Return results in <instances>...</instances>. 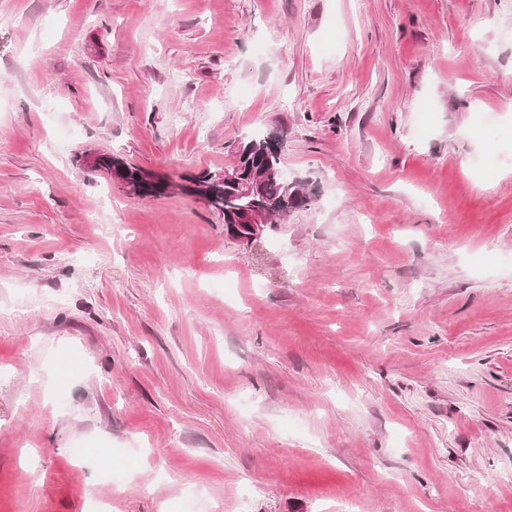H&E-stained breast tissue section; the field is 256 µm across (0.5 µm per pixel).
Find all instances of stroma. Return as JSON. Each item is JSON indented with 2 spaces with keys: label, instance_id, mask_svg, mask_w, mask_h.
<instances>
[{
  "label": "stroma",
  "instance_id": "35a3bbf8",
  "mask_svg": "<svg viewBox=\"0 0 512 512\" xmlns=\"http://www.w3.org/2000/svg\"><path fill=\"white\" fill-rule=\"evenodd\" d=\"M286 134L253 242L126 195ZM512 0H0V512H512ZM91 167L95 170H106L120 188L130 196L160 197L171 192L168 179L146 169L131 166L119 156H96Z\"/></svg>",
  "mask_w": 512,
  "mask_h": 512
}]
</instances>
